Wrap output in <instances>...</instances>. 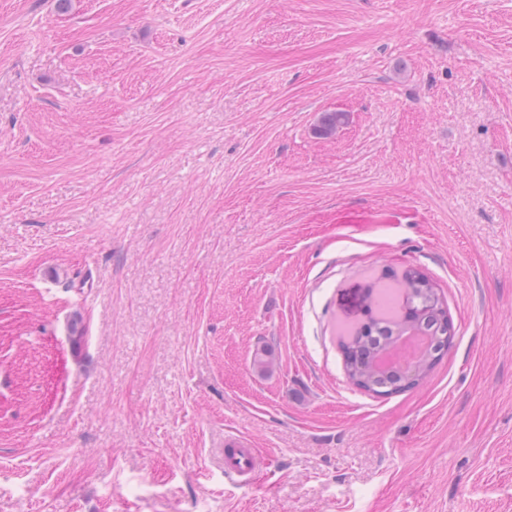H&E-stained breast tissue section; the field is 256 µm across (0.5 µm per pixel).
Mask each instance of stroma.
<instances>
[{"instance_id":"obj_1","label":"stroma","mask_w":512,"mask_h":512,"mask_svg":"<svg viewBox=\"0 0 512 512\" xmlns=\"http://www.w3.org/2000/svg\"><path fill=\"white\" fill-rule=\"evenodd\" d=\"M408 266L457 334L378 397ZM0 512H512V0H0ZM364 318L338 338L348 380L366 392L390 396L411 389L426 378L437 360L448 351L454 336L452 323L434 283L419 270L406 268L400 274L380 276L365 285ZM409 331L401 347L409 354L428 344L415 361H399V340ZM383 357H389L384 358ZM387 370L380 368L392 364ZM265 460L248 441L234 434L224 435V468L226 473L249 485Z\"/></svg>"}]
</instances>
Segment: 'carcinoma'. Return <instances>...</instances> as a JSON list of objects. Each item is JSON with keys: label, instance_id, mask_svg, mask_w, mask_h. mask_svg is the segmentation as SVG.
<instances>
[{"label": "carcinoma", "instance_id": "1", "mask_svg": "<svg viewBox=\"0 0 512 512\" xmlns=\"http://www.w3.org/2000/svg\"><path fill=\"white\" fill-rule=\"evenodd\" d=\"M344 112H325L316 128L328 137L345 125ZM364 318L338 338L344 372L356 387L369 393L390 396L411 389L426 378L437 360L448 351L451 322L434 283L419 270L380 276L365 285ZM410 331L428 339L415 361L399 362V340ZM398 360L387 370L384 358Z\"/></svg>", "mask_w": 512, "mask_h": 512}]
</instances>
